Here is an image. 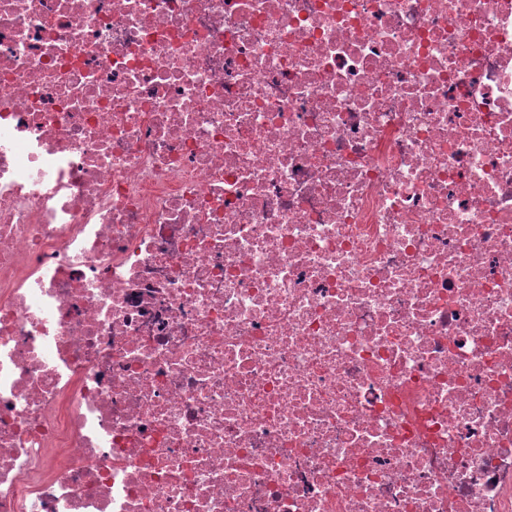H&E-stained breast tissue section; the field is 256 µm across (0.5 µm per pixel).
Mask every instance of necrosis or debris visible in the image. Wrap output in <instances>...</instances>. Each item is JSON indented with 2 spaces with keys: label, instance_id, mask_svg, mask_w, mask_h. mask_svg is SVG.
Returning <instances> with one entry per match:
<instances>
[{
  "label": "necrosis or debris",
  "instance_id": "1",
  "mask_svg": "<svg viewBox=\"0 0 512 512\" xmlns=\"http://www.w3.org/2000/svg\"><path fill=\"white\" fill-rule=\"evenodd\" d=\"M0 512H512V0H0Z\"/></svg>",
  "mask_w": 512,
  "mask_h": 512
}]
</instances>
